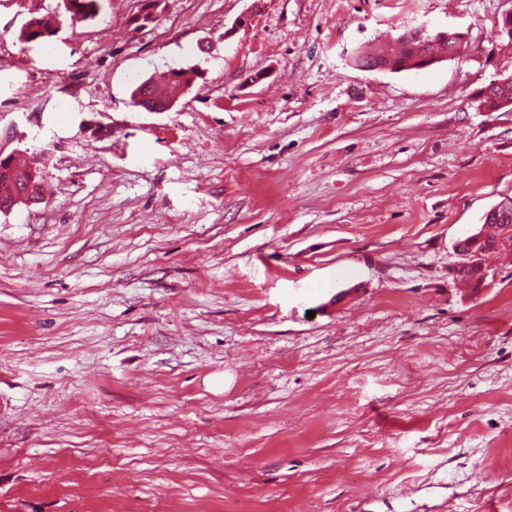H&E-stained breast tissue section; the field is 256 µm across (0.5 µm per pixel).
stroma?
I'll return each mask as SVG.
<instances>
[{
  "label": "stroma",
  "mask_w": 512,
  "mask_h": 512,
  "mask_svg": "<svg viewBox=\"0 0 512 512\" xmlns=\"http://www.w3.org/2000/svg\"><path fill=\"white\" fill-rule=\"evenodd\" d=\"M142 7L0 0V129L46 163L0 213V512H512V249L453 271L512 197V0ZM420 25L460 56L356 67ZM102 0H64L72 24H78L94 16ZM55 35L53 25L43 16L32 17L21 30L19 38L26 43L49 44ZM196 74L194 69L180 68L173 69L170 73L168 71L167 80L162 84L155 83L151 79L143 80L132 91V105L151 111L152 107L160 105L163 98L169 97L180 85L191 83ZM149 96L152 98L148 99ZM501 99L512 103V77L490 81L480 92V103L489 112H497V101ZM486 224H496L492 227ZM482 228L496 229L498 232L497 241L498 245H509L512 243V217L511 215H500L499 219H484ZM483 233L482 230L476 229L474 233H470L465 238L461 239L456 245V254L461 256V260L458 262L454 271L456 277L460 279H466L471 282L474 288H481L488 277V271L484 268L479 261L485 252L491 251L498 247L494 234L488 235L484 240H480L477 237ZM470 256V257H467Z\"/></svg>",
  "instance_id": "1"
}]
</instances>
